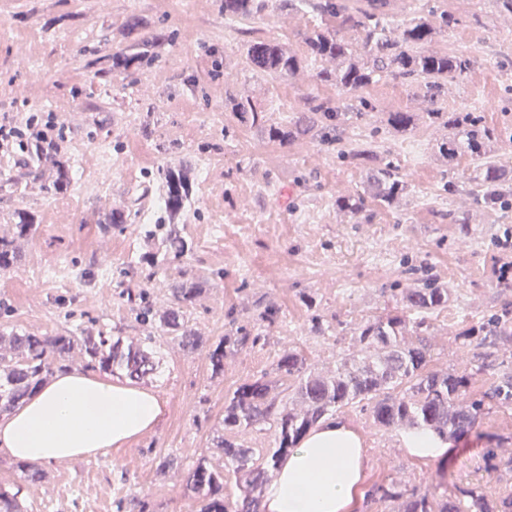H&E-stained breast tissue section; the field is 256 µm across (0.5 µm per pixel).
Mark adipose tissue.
Here are the masks:
<instances>
[{"mask_svg":"<svg viewBox=\"0 0 512 512\" xmlns=\"http://www.w3.org/2000/svg\"><path fill=\"white\" fill-rule=\"evenodd\" d=\"M164 410L153 391L75 368L0 417V451L37 464L90 457L151 431ZM365 468L361 434L325 421L278 465L263 512H351Z\"/></svg>","mask_w":512,"mask_h":512,"instance_id":"1","label":"adipose tissue"}]
</instances>
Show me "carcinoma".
<instances>
[{
    "label": "carcinoma",
    "mask_w": 512,
    "mask_h": 512,
    "mask_svg": "<svg viewBox=\"0 0 512 512\" xmlns=\"http://www.w3.org/2000/svg\"><path fill=\"white\" fill-rule=\"evenodd\" d=\"M389 0H367L353 10L346 0H305L311 12L320 17V24L307 32L296 48L267 39L254 29L247 30V58L258 71L273 79H284L297 73L305 63L326 60L331 69L317 73L321 82L332 83L342 92H361L384 76L413 86L416 97L426 105L425 112L397 109L382 113L381 123L388 132L405 136L417 128L420 115L449 130L451 136L444 147L448 161L466 155L474 164V183L483 203L495 206L509 191L506 168L493 154L494 144L512 136L503 129L489 126L480 112L458 109L452 112L438 104L449 83L466 77L474 60L463 53L431 49L435 37L459 25L448 12L439 16L416 15L391 31L386 25ZM267 0H224V18L251 20L260 16ZM129 50L112 56V67L105 74L114 77L129 75L145 61L161 57L165 45L163 35L148 32V22L131 14L121 33ZM310 116H301L287 125L269 124L262 111L248 99H230L226 107L233 112H248L252 122L264 127L269 140L288 144L308 130V124H325L335 120L338 112L314 99ZM36 161L52 158L55 170L53 188L64 190L71 182L69 163L56 159L57 149L32 147ZM342 158L358 164H373L377 152L372 142L351 143L339 150ZM196 173L188 168L166 165L159 168L141 195L134 198L135 210L115 209L105 220L119 226L138 222L141 199L158 189L162 192L163 213L144 226L149 250L132 262L139 270L148 265L152 278L172 265H179L190 252L182 236L186 207L190 204ZM376 190L366 197L360 193L341 196L338 209L355 223L370 220L368 203L392 207L406 190V182L397 166L386 163L376 169ZM12 236L0 235V270L11 268L19 257L17 241L35 231V217L25 210L14 212ZM206 283L186 272L169 283L170 302L161 311L133 307L134 320L150 328L139 344H122L102 331L78 329L54 336H38L29 332L0 331V414L9 412L28 397L54 370L72 365L74 352H79L82 367L124 375L130 380L142 379L154 371L149 346L156 336H166L185 351H197L206 344L188 325L187 311L205 291ZM451 290L435 282L423 281L400 294L402 311L377 316L360 324L357 341L360 349L336 361V370L329 374L305 371L306 358L296 350L284 351L276 364L274 380L263 375L239 385L224 400V433L217 437L215 447L221 452L216 461L201 458L187 475L186 486L197 512H260L256 495L281 458L292 452L303 436L327 416L356 404L370 408L374 421L382 427L408 425L427 428L444 437L461 435L469 430L482 414L485 400L501 407L512 406V371L502 373L481 398L460 404L459 397L469 388L471 376L453 372L441 373L429 367L430 347L419 341L407 343L409 327L418 332L430 328L428 315L448 308ZM419 318L412 321L409 313ZM480 338L478 345L497 348L512 342V317L509 313L489 316L477 329L463 334L464 339ZM261 333L245 326L236 328L234 336H224L209 351L213 372L224 370L227 351L255 348ZM267 421L275 427V446L257 450L236 439V432ZM244 477L241 501L232 504L224 499V471ZM44 473L33 464L22 465L15 493L0 490V512H22L18 494L22 485L42 482ZM370 500L378 497L394 504L392 512H512V496L497 503L489 500L480 486L457 487L435 498L428 494L408 492L396 483L379 485L367 491Z\"/></svg>",
    "instance_id": "obj_1"
}]
</instances>
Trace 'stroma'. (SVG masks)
Instances as JSON below:
<instances>
[{
    "label": "stroma",
    "instance_id": "stroma-1",
    "mask_svg": "<svg viewBox=\"0 0 512 512\" xmlns=\"http://www.w3.org/2000/svg\"><path fill=\"white\" fill-rule=\"evenodd\" d=\"M432 9L448 11L458 27L441 33L437 48L474 56L460 81L449 83V109L484 113L489 124L512 130V14L494 0H396L386 21L394 26ZM152 31L171 36L161 58L128 77L104 71L121 48L130 13ZM319 19L304 9L286 11L268 0L252 26L268 38L296 47ZM244 21L224 17L223 0H0V122L29 116L54 120L62 159L84 166L72 171L67 191H47L26 178L28 154H0V181L16 175L15 187L0 184V231L9 232L14 210L32 211L37 230L19 240L20 257L0 272V330L50 336L79 327L136 340L142 327L131 316L117 281L146 288L152 303L167 306L166 275L144 281L127 264L143 250L141 227H115L103 217L129 206L159 166L210 163L199 177L190 220L182 234L191 250L184 271L207 282L190 310L192 327L209 345L233 325L253 326L252 311L275 306L278 320L262 326L263 345L228 353L214 374L207 348L186 352L160 338L155 373L144 379L165 402L159 424L137 442L111 448L68 465L45 466V480L19 487L18 463L0 452V488L19 491L25 512H119L134 498L146 512H192L187 469L217 458L214 441L223 432L224 399L240 384L275 378L283 350L303 351L309 371L329 373L337 358L355 351L362 322L395 310L392 282L407 288L424 278L451 290L447 309L431 314L430 367L471 376L467 399L480 397L501 371L512 369V344L499 346L491 369L475 372L480 346L462 332L493 312H512V207L476 204L468 176L471 161L448 162L440 146L445 127L420 122L409 136L385 132L382 113L414 105L411 88L385 78L365 93L373 111H360L351 96L316 77L308 62L293 76L275 80L248 68ZM335 101L337 123L318 125L288 145L270 141L250 114L224 108L231 98H249L269 122L283 123L310 109V97ZM147 148L135 155L130 137ZM377 142L381 159L401 169L407 190L394 208L377 209L371 223L353 224L336 198L368 190L370 171L339 161L333 137ZM108 144L116 163L109 182L96 184V151ZM224 227L223 237L209 234ZM127 244L124 252L114 251ZM57 265V281L35 285L42 267ZM30 289H22V282ZM314 299L313 308L300 301ZM319 314L324 333L310 331ZM365 440L368 458L363 488L400 483L432 496L452 486H481L489 499L512 496V407L486 405L473 428L449 439L446 459L409 456L402 428L376 425L368 409H341ZM174 455L183 467L165 474L156 467Z\"/></svg>",
    "mask_w": 512,
    "mask_h": 512
}]
</instances>
